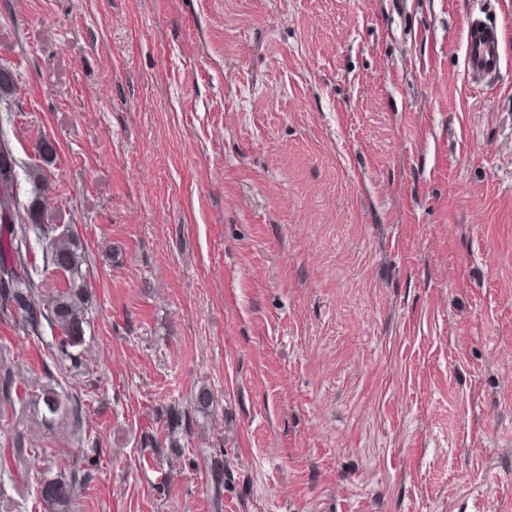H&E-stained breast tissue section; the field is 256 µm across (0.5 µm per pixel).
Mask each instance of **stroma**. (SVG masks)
<instances>
[{
    "label": "stroma",
    "instance_id": "1",
    "mask_svg": "<svg viewBox=\"0 0 512 512\" xmlns=\"http://www.w3.org/2000/svg\"><path fill=\"white\" fill-rule=\"evenodd\" d=\"M3 64L90 310L83 369L0 318V512H512V0H0ZM500 33L496 27L474 21L467 27L465 72L478 81L496 74L500 68ZM213 403V398L211 394L206 390L199 391L194 400V408L190 406L189 408H179V407H171L168 410V419L169 422L175 426L183 427L186 431L190 430L194 425V420L192 418V414L195 415L196 412H202L205 409L209 408ZM84 461L82 458L76 459L70 481L52 479L40 484L39 494L49 512H69L72 497L88 478Z\"/></svg>",
    "mask_w": 512,
    "mask_h": 512
}]
</instances>
